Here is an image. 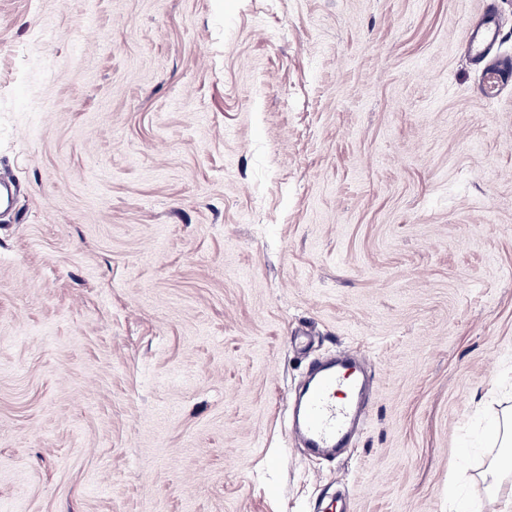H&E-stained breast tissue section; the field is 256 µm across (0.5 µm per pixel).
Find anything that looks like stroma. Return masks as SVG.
<instances>
[{
	"instance_id": "1",
	"label": "stroma",
	"mask_w": 512,
	"mask_h": 512,
	"mask_svg": "<svg viewBox=\"0 0 512 512\" xmlns=\"http://www.w3.org/2000/svg\"><path fill=\"white\" fill-rule=\"evenodd\" d=\"M512 0H0V512H512ZM361 350L367 420L288 431ZM502 24L503 21L499 15L493 13L484 15L470 31L468 45L471 54L476 57L483 56L496 41ZM361 391L360 357L342 351L319 364L308 386L293 403L294 428L306 448L336 452L351 442L353 420Z\"/></svg>"
}]
</instances>
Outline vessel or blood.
I'll return each instance as SVG.
<instances>
[{
    "label": "vessel or blood",
    "instance_id": "obj_1",
    "mask_svg": "<svg viewBox=\"0 0 512 512\" xmlns=\"http://www.w3.org/2000/svg\"><path fill=\"white\" fill-rule=\"evenodd\" d=\"M503 21L499 15H484L468 38L471 54L483 56L496 41ZM361 391L360 357L341 352L319 364L308 386L293 403L294 428L306 448L328 453L346 448L351 440L353 420Z\"/></svg>",
    "mask_w": 512,
    "mask_h": 512
}]
</instances>
